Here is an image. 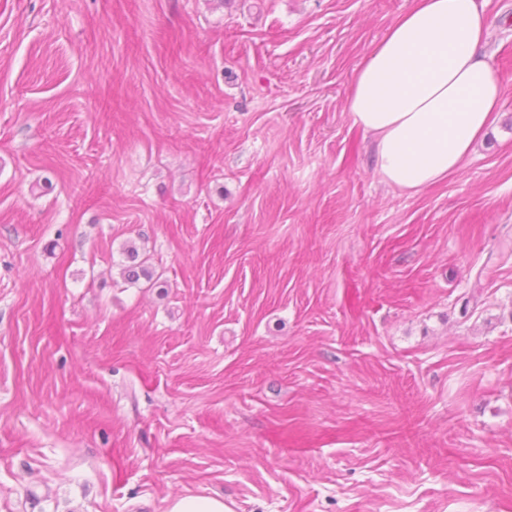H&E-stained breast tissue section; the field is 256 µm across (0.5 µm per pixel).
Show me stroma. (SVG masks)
Here are the masks:
<instances>
[{
  "mask_svg": "<svg viewBox=\"0 0 512 512\" xmlns=\"http://www.w3.org/2000/svg\"><path fill=\"white\" fill-rule=\"evenodd\" d=\"M408 5L0 0V512H512V0L415 194L346 109ZM166 512H228L222 496L184 494L168 502Z\"/></svg>",
  "mask_w": 512,
  "mask_h": 512,
  "instance_id": "obj_1",
  "label": "stroma"
}]
</instances>
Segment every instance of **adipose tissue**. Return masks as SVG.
<instances>
[{
	"label": "adipose tissue",
	"instance_id": "adipose-tissue-1",
	"mask_svg": "<svg viewBox=\"0 0 512 512\" xmlns=\"http://www.w3.org/2000/svg\"><path fill=\"white\" fill-rule=\"evenodd\" d=\"M477 0H411L347 86L354 127L373 135L383 182L416 193L455 173L496 123L504 82Z\"/></svg>",
	"mask_w": 512,
	"mask_h": 512
}]
</instances>
